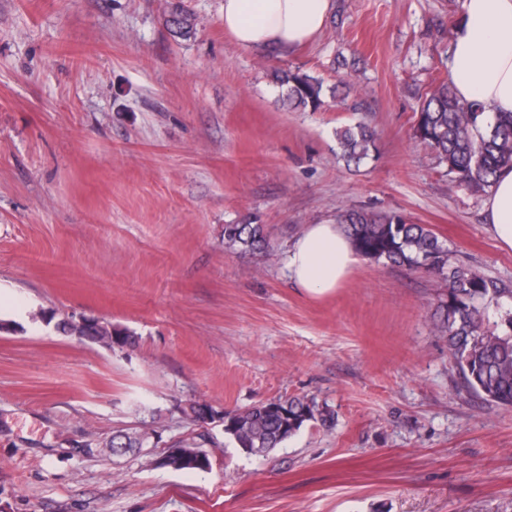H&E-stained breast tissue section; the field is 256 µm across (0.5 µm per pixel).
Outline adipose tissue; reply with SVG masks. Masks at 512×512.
Segmentation results:
<instances>
[{
  "instance_id": "ef3b65f1",
  "label": "adipose tissue",
  "mask_w": 512,
  "mask_h": 512,
  "mask_svg": "<svg viewBox=\"0 0 512 512\" xmlns=\"http://www.w3.org/2000/svg\"><path fill=\"white\" fill-rule=\"evenodd\" d=\"M330 7L331 0H224V29L240 47L289 51L320 33ZM447 78L460 99L512 112V0H462ZM484 210L499 245L512 250V168L498 173ZM357 263L332 220L307 225L288 251L292 279L311 295L341 287Z\"/></svg>"
}]
</instances>
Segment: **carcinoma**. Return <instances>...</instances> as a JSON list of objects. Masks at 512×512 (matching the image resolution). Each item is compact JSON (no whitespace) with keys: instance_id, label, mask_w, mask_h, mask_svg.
Masks as SVG:
<instances>
[{"instance_id":"cac0c4a2","label":"carcinoma","mask_w":512,"mask_h":512,"mask_svg":"<svg viewBox=\"0 0 512 512\" xmlns=\"http://www.w3.org/2000/svg\"><path fill=\"white\" fill-rule=\"evenodd\" d=\"M176 37L193 33L192 16L178 3L171 4L166 20ZM273 81L282 89L283 105L293 110L316 112L324 104L321 78L299 69L276 71ZM414 134L435 152L451 181L474 194L492 188L498 171L512 168V113L489 118L478 99L463 101L446 80L427 93L417 112ZM336 156L358 165L376 150L375 132L364 123L336 129ZM342 225L361 257L376 263L441 275L448 281V296L438 306L439 332L448 337V354L463 387L485 403L512 410V290L480 271L453 260L445 239L426 224H411L397 213L376 215L365 211L340 213ZM224 246L241 252H263L270 247L263 224L224 225ZM55 328L67 335L101 332L134 346L128 329L90 319L78 327L74 316L55 319ZM224 434L250 454L266 456L297 434L307 423L330 421L327 408L313 398L268 400L249 408L224 411Z\"/></svg>"}]
</instances>
